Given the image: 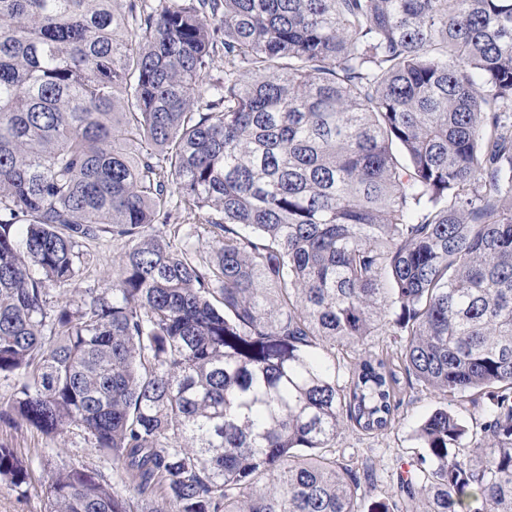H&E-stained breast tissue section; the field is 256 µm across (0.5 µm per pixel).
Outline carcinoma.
Here are the masks:
<instances>
[{
	"label": "carcinoma",
	"instance_id": "obj_1",
	"mask_svg": "<svg viewBox=\"0 0 512 512\" xmlns=\"http://www.w3.org/2000/svg\"><path fill=\"white\" fill-rule=\"evenodd\" d=\"M0 376L152 512H512V0H0ZM403 383L481 406L370 497ZM93 250L100 260L87 269L84 286L101 285V281L112 274V259L117 258L123 252V243L122 241H113L112 237L107 236L101 239L93 247Z\"/></svg>",
	"mask_w": 512,
	"mask_h": 512
}]
</instances>
